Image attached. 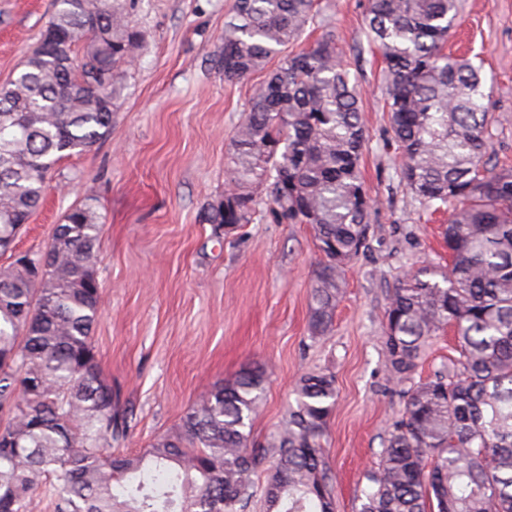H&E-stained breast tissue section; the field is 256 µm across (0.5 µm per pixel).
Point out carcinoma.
<instances>
[{"mask_svg": "<svg viewBox=\"0 0 512 512\" xmlns=\"http://www.w3.org/2000/svg\"><path fill=\"white\" fill-rule=\"evenodd\" d=\"M57 38L83 51L58 58L39 45L0 89V241L29 218L46 175L65 155L108 134L112 99L137 33L121 0H54ZM459 0H370L365 35L385 64L391 139L404 185L427 208L451 207L448 264L403 274L385 310L384 370L401 417L365 474L358 512H512V170L493 162L479 70L445 53ZM224 29V79L269 72L245 109L228 158L215 224H249L252 186L265 217L310 224L321 259L311 284L309 331L332 330L346 267L374 207L359 162L365 146L357 82L336 38L293 52L315 0H233ZM101 216L87 192L64 216L66 243L50 241L30 266L0 268V411L15 447L0 446V512H334L322 440L337 399L318 368L294 386L295 404L263 444L253 415L267 372L249 370L187 410L178 432L141 454H116L129 425L113 405L93 331ZM453 328L458 357L413 382L428 342ZM171 474L118 496L113 484L144 471Z\"/></svg>", "mask_w": 512, "mask_h": 512, "instance_id": "obj_1", "label": "carcinoma"}]
</instances>
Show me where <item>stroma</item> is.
<instances>
[{
  "label": "stroma",
  "instance_id": "stroma-1",
  "mask_svg": "<svg viewBox=\"0 0 512 512\" xmlns=\"http://www.w3.org/2000/svg\"><path fill=\"white\" fill-rule=\"evenodd\" d=\"M232 3L127 0L141 42L124 67L112 128L57 163L15 253L42 250L94 190L102 311L93 336L119 409L133 414L124 452L177 431L197 397L256 366L270 371L253 422L263 440L282 423L298 377L326 368L338 393L324 440L335 512H357L364 475L403 409L382 369L389 293L403 273L447 263V215L427 210L400 179L383 63L365 36L369 0H316L299 45L328 32L341 42L360 91V169L375 206L333 329L311 337L309 285L320 260L311 226L257 219L228 231L211 221L235 128L266 77L224 79L218 58ZM52 10L53 0H0V87L20 73ZM446 50L480 65L494 157L512 169V0H461Z\"/></svg>",
  "mask_w": 512,
  "mask_h": 512
}]
</instances>
